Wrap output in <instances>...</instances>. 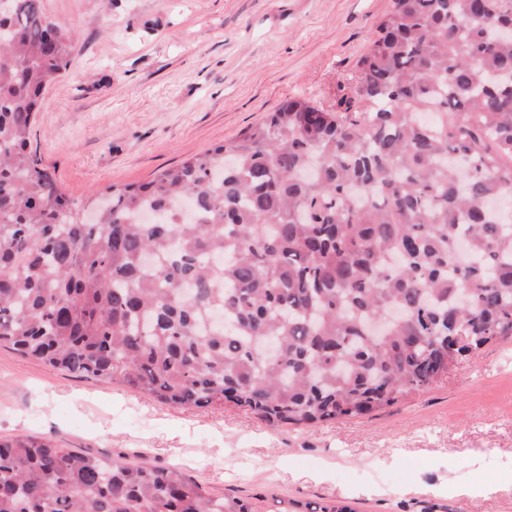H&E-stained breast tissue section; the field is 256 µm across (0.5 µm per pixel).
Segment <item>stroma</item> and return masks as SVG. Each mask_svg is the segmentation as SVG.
<instances>
[{
    "label": "stroma",
    "instance_id": "stroma-1",
    "mask_svg": "<svg viewBox=\"0 0 512 512\" xmlns=\"http://www.w3.org/2000/svg\"><path fill=\"white\" fill-rule=\"evenodd\" d=\"M43 5L83 50L46 90L31 147L87 203L237 140L288 98L335 104L392 0ZM17 436L176 468L255 512L334 498L356 512H512V338L389 410L311 428L170 406L0 348V438Z\"/></svg>",
    "mask_w": 512,
    "mask_h": 512
}]
</instances>
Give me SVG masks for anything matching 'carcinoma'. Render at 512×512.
I'll list each match as a JSON object with an SVG mask.
<instances>
[{
	"mask_svg": "<svg viewBox=\"0 0 512 512\" xmlns=\"http://www.w3.org/2000/svg\"><path fill=\"white\" fill-rule=\"evenodd\" d=\"M81 51L42 0L0 10V347L164 404L316 427L512 337V219L485 206L512 195V0H393L336 108L290 98L230 144L105 187L92 221L30 146ZM0 512L253 508L25 437L0 441Z\"/></svg>",
	"mask_w": 512,
	"mask_h": 512,
	"instance_id": "obj_1",
	"label": "carcinoma"
}]
</instances>
